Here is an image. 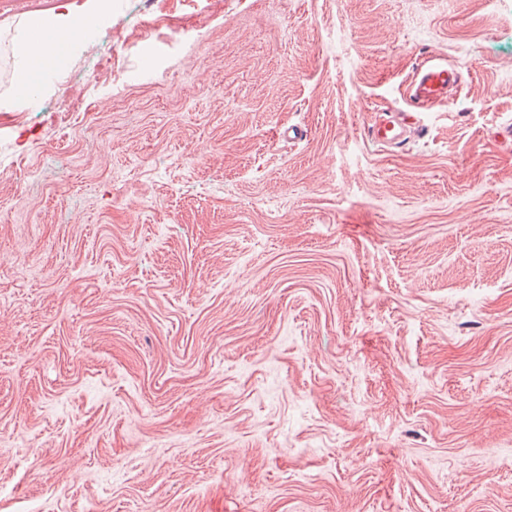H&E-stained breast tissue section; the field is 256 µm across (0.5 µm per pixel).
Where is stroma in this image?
Masks as SVG:
<instances>
[{
	"instance_id": "obj_1",
	"label": "stroma",
	"mask_w": 512,
	"mask_h": 512,
	"mask_svg": "<svg viewBox=\"0 0 512 512\" xmlns=\"http://www.w3.org/2000/svg\"><path fill=\"white\" fill-rule=\"evenodd\" d=\"M30 21L0 512H512V0H111L23 89ZM459 73L448 64L428 59L422 63L411 81L407 94L415 109H424L448 99V89L457 85ZM419 112H389L380 116L367 129L368 136L381 146L403 147L407 130L422 131Z\"/></svg>"
}]
</instances>
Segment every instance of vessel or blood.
Here are the masks:
<instances>
[{"label":"vessel or blood","instance_id":"b4317fda","mask_svg":"<svg viewBox=\"0 0 512 512\" xmlns=\"http://www.w3.org/2000/svg\"><path fill=\"white\" fill-rule=\"evenodd\" d=\"M458 82L459 73L454 67L431 59L425 61L417 69L407 90L411 111L392 112L379 117L368 127L369 137L381 146H404L405 132L421 128L419 110L447 101L449 88Z\"/></svg>","mask_w":512,"mask_h":512}]
</instances>
